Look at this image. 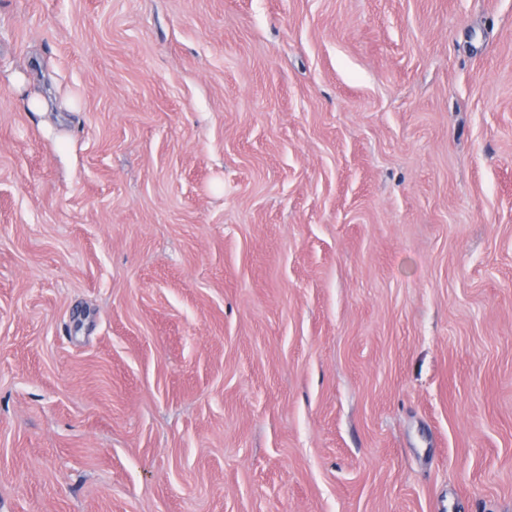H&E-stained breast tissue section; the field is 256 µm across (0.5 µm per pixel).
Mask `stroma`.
<instances>
[{
	"label": "stroma",
	"mask_w": 512,
	"mask_h": 512,
	"mask_svg": "<svg viewBox=\"0 0 512 512\" xmlns=\"http://www.w3.org/2000/svg\"><path fill=\"white\" fill-rule=\"evenodd\" d=\"M0 512H512V0H0Z\"/></svg>",
	"instance_id": "1"
}]
</instances>
